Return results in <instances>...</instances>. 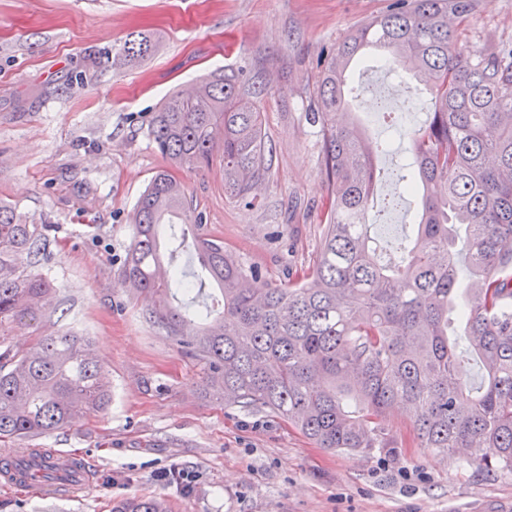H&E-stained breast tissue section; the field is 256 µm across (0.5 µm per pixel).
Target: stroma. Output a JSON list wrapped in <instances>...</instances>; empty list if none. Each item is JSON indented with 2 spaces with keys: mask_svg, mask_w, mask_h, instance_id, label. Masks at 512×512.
Returning a JSON list of instances; mask_svg holds the SVG:
<instances>
[{
  "mask_svg": "<svg viewBox=\"0 0 512 512\" xmlns=\"http://www.w3.org/2000/svg\"><path fill=\"white\" fill-rule=\"evenodd\" d=\"M388 0H0V202L50 225L36 265L51 307L12 325L25 348L66 332L90 339L112 384L106 411L72 427L0 442L83 460L89 489L67 498L42 483L0 484V512H110L113 499L160 495L171 512H489L512 505V475L486 472L416 446L371 455L316 446L280 416L227 408L203 391L206 367L152 324L144 299L120 285L134 205L166 159L149 123L172 90L211 71H239L262 114L270 171L256 200L224 187L221 152L176 176L203 231L269 281L312 263L327 184L315 108L319 61ZM155 52L121 70L130 34ZM459 46L482 56L512 48V0H474L456 23ZM386 63L353 70L348 110L374 141L373 236L396 246L413 231L417 200L391 205L399 156L432 108L408 80L407 106L387 110Z\"/></svg>",
  "mask_w": 512,
  "mask_h": 512,
  "instance_id": "stroma-1",
  "label": "stroma"
}]
</instances>
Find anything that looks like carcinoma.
Listing matches in <instances>:
<instances>
[{"mask_svg":"<svg viewBox=\"0 0 512 512\" xmlns=\"http://www.w3.org/2000/svg\"><path fill=\"white\" fill-rule=\"evenodd\" d=\"M471 11L472 0H392L324 58L309 116L322 135L328 195L317 256L302 273L273 283L223 243H190L186 232L170 233L175 247L165 254V226L203 219L172 172L151 178L132 213L121 283L149 299L153 323L204 363L205 394L277 414L320 448L364 454L397 448L385 412L402 404L413 413L411 443L512 474V49L475 57L460 48L450 19ZM156 47L138 33L117 60L133 64ZM373 52L420 82L433 103L410 136L401 175L404 192L419 199L415 237L393 251L369 223L380 145L336 120L348 106L349 72ZM150 132L173 169L207 167L222 150L224 186L247 203L270 166L262 115L233 75L173 92ZM44 231L0 205V331L49 304L53 287L33 270ZM190 247L205 256L220 310L194 314L200 326L188 335V316L172 301L203 288L175 263ZM466 356L479 362L478 387L461 374ZM110 402L89 342L66 333L17 350L0 336V438L48 434ZM42 460L28 455L24 470L49 482ZM111 512L169 510L142 496L113 502Z\"/></svg>","mask_w":512,"mask_h":512,"instance_id":"carcinoma-1","label":"carcinoma"}]
</instances>
